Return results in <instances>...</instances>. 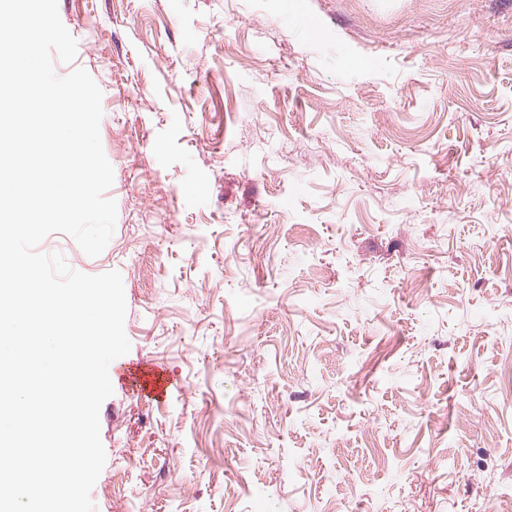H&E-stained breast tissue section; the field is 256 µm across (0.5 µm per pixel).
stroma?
<instances>
[{
  "label": "stroma",
  "instance_id": "1",
  "mask_svg": "<svg viewBox=\"0 0 512 512\" xmlns=\"http://www.w3.org/2000/svg\"><path fill=\"white\" fill-rule=\"evenodd\" d=\"M130 351L97 512H512V0H58Z\"/></svg>",
  "mask_w": 512,
  "mask_h": 512
}]
</instances>
